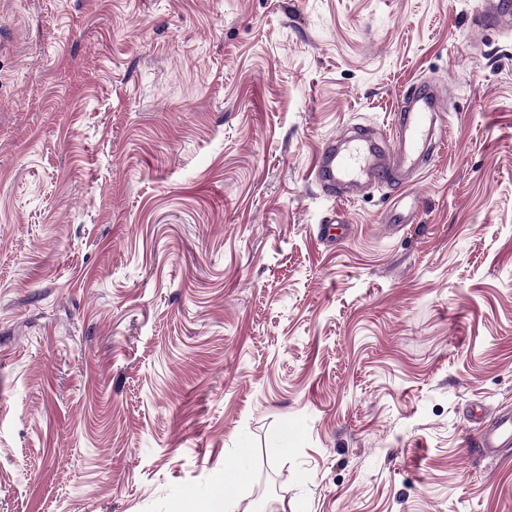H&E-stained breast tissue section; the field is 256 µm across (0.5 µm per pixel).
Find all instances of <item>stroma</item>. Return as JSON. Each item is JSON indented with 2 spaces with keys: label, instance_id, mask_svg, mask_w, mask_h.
<instances>
[{
  "label": "stroma",
  "instance_id": "35a3bbf8",
  "mask_svg": "<svg viewBox=\"0 0 512 512\" xmlns=\"http://www.w3.org/2000/svg\"><path fill=\"white\" fill-rule=\"evenodd\" d=\"M485 0H0V512H512V33ZM450 103L393 229L319 145ZM421 209V203L414 194H405L397 200L387 214V224L403 227L414 224ZM467 420L476 426V437L473 441L476 453L484 457H494L501 448L512 447L511 411L501 412L493 420L487 421L480 410L471 409Z\"/></svg>",
  "mask_w": 512,
  "mask_h": 512
}]
</instances>
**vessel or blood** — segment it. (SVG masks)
I'll return each instance as SVG.
<instances>
[{
  "label": "vessel or blood",
  "instance_id": "1",
  "mask_svg": "<svg viewBox=\"0 0 512 512\" xmlns=\"http://www.w3.org/2000/svg\"><path fill=\"white\" fill-rule=\"evenodd\" d=\"M441 100L434 86L425 81L409 86L402 93L391 121L396 150L383 149L366 131L324 141L312 170L315 183L330 199L344 202L366 187L399 184L405 175L425 169L443 147L442 142L432 139L434 130H446L448 124ZM420 209L421 203L415 195H404L389 210L387 221L397 226L415 223ZM467 420L476 427L473 441L476 453L493 457L500 449L512 447L511 411L489 420L480 410L473 409L468 412Z\"/></svg>",
  "mask_w": 512,
  "mask_h": 512
}]
</instances>
